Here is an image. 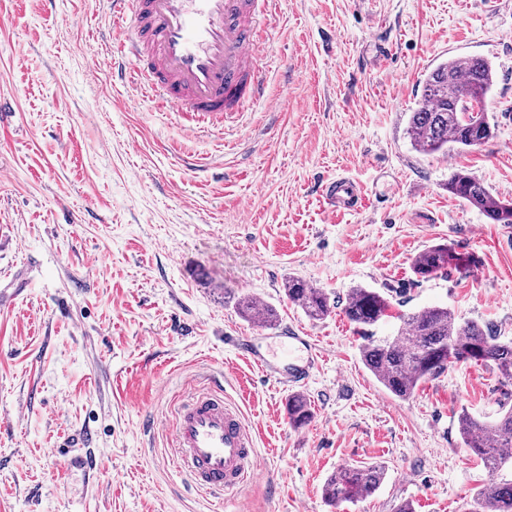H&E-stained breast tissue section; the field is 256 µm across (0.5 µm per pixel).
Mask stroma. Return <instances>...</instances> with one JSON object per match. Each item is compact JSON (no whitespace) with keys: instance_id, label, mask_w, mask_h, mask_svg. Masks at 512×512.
Wrapping results in <instances>:
<instances>
[{"instance_id":"stroma-1","label":"stroma","mask_w":512,"mask_h":512,"mask_svg":"<svg viewBox=\"0 0 512 512\" xmlns=\"http://www.w3.org/2000/svg\"><path fill=\"white\" fill-rule=\"evenodd\" d=\"M111 26L102 0H0V289L25 276L0 305V512H462L488 474L457 416L494 418L512 382L456 363L400 400L365 368L341 307L363 286L392 303L375 336L439 305L512 338V224L448 192L463 169L512 198V0H285L265 26L276 111L222 121L123 101L103 69L89 78ZM456 56L494 67V137L418 153L408 114ZM341 177L364 188L359 210L322 197ZM434 244L469 269L416 277ZM291 277L328 294L329 317L288 302ZM228 290L313 337L310 425H289V389L232 346L281 354L275 327L242 318ZM217 384L257 438L254 474L224 496L194 488L174 448L179 407ZM68 452L96 470L62 471ZM346 464L385 478L337 510L322 486Z\"/></svg>"}]
</instances>
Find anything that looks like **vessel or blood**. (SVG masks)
<instances>
[{"instance_id": "obj_1", "label": "vessel or blood", "mask_w": 512, "mask_h": 512, "mask_svg": "<svg viewBox=\"0 0 512 512\" xmlns=\"http://www.w3.org/2000/svg\"><path fill=\"white\" fill-rule=\"evenodd\" d=\"M284 0H105L112 18V48L105 66L113 85L130 98L201 115L237 112L264 92L259 62L265 40L261 19ZM332 209L363 204L360 187L339 179L323 185ZM278 338L287 362L272 363L251 341L237 349L267 379L293 388L306 383L317 364L313 339L292 328ZM181 466L195 487L212 492L239 487L256 468L255 439L239 412L199 395L183 406L176 425Z\"/></svg>"}]
</instances>
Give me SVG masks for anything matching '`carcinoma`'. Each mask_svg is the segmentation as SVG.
<instances>
[{"instance_id": "cac0c4a2", "label": "carcinoma", "mask_w": 512, "mask_h": 512, "mask_svg": "<svg viewBox=\"0 0 512 512\" xmlns=\"http://www.w3.org/2000/svg\"><path fill=\"white\" fill-rule=\"evenodd\" d=\"M493 85L492 65L481 57H451L430 70L421 99L408 116L406 131L414 149L429 155L486 144L493 135L486 108ZM448 192L491 223L512 224V199L494 195L471 173L454 172ZM451 261L447 245H433L418 254L412 270L425 279L447 272ZM285 295L313 321L327 318L333 309L323 290L297 277L288 279ZM389 307L387 297L359 286L350 290L343 313L362 333V362L395 397L412 398L423 383L458 362L491 364L512 380V340H501L489 325L461 321L446 307L429 306L403 316L402 325L390 336L369 333ZM237 308L245 318L265 325H273L277 318L275 309L266 306L259 311L251 298L239 299ZM287 410L288 422L296 429L313 417L310 403L301 394L288 397ZM459 430L464 447L488 469V479L465 502L464 512H512V408L492 422L464 412ZM384 475L385 468L379 464L346 465L327 479L322 494L337 509L344 502L371 497Z\"/></svg>"}]
</instances>
